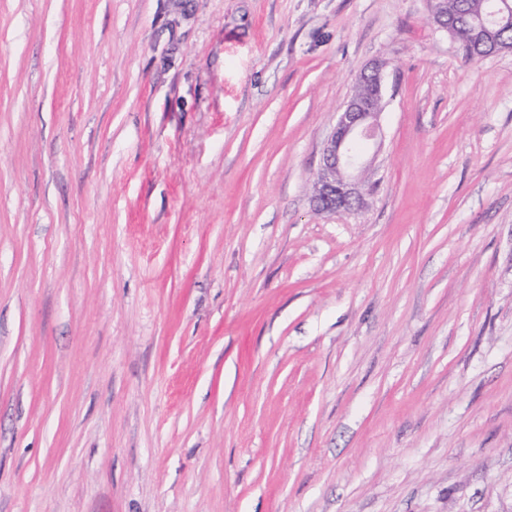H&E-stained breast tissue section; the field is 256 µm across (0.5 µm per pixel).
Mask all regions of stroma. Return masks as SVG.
<instances>
[{
    "instance_id": "35a3bbf8",
    "label": "stroma",
    "mask_w": 512,
    "mask_h": 512,
    "mask_svg": "<svg viewBox=\"0 0 512 512\" xmlns=\"http://www.w3.org/2000/svg\"><path fill=\"white\" fill-rule=\"evenodd\" d=\"M0 512H512V50L428 0H0ZM382 69L383 63L374 62L363 72L354 92L336 113V123L324 145L314 181V201L322 212H349L365 204L361 176L380 147L377 140L384 96ZM364 85L370 87V96L361 93ZM372 145H377V150L369 157Z\"/></svg>"
}]
</instances>
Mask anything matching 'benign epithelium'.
Segmentation results:
<instances>
[{
	"label": "benign epithelium",
	"instance_id": "obj_1",
	"mask_svg": "<svg viewBox=\"0 0 512 512\" xmlns=\"http://www.w3.org/2000/svg\"><path fill=\"white\" fill-rule=\"evenodd\" d=\"M431 2L434 22L449 30L447 0ZM495 29V22L475 18L471 37L485 40ZM382 69L383 63L375 62L362 73L354 92L336 112V123L324 145L322 163L314 181V201L322 212H349L365 204L362 175L374 161L369 149L377 145L380 134Z\"/></svg>",
	"mask_w": 512,
	"mask_h": 512
}]
</instances>
